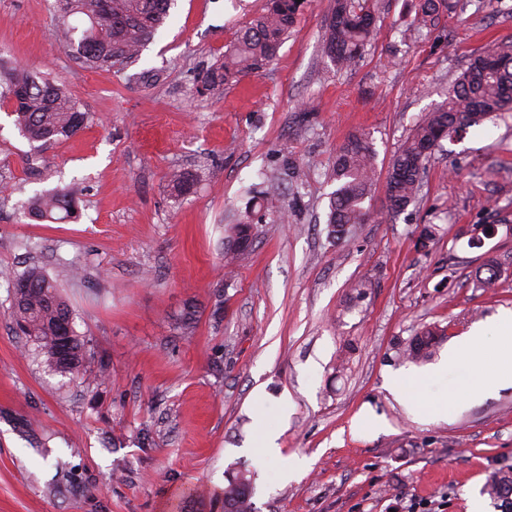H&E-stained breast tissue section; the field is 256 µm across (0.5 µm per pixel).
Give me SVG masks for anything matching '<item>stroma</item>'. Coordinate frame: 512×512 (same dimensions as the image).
Listing matches in <instances>:
<instances>
[{
    "label": "stroma",
    "mask_w": 512,
    "mask_h": 512,
    "mask_svg": "<svg viewBox=\"0 0 512 512\" xmlns=\"http://www.w3.org/2000/svg\"><path fill=\"white\" fill-rule=\"evenodd\" d=\"M265 6L175 0L136 62L91 70L56 0H0L11 66L64 82L88 116L36 151L0 104V512H224L242 468L258 512H472L477 500L505 512L482 489L512 469V387L432 420L390 386L427 369L401 355L425 326L444 332L435 358L476 327L483 355L500 353L512 112L442 140L405 211L387 212L384 185L470 56L512 37V0H460L422 31L407 0H377V33L347 70L323 49L330 0H305L263 72L198 94L196 73ZM355 133L376 151L373 219L337 242L330 173ZM173 170L190 175L189 193L171 188ZM55 188L75 189L72 217L26 219L28 200ZM243 222L255 240L228 277L224 227ZM490 258L503 275L486 291L476 275ZM34 267L73 310L80 371L54 370L14 329L9 281ZM259 420L299 475L260 462Z\"/></svg>",
    "instance_id": "35a3bbf8"
}]
</instances>
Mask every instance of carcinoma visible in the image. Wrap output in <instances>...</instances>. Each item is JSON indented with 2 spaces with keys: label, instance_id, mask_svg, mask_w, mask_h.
<instances>
[{
  "label": "carcinoma",
  "instance_id": "cac0c4a2",
  "mask_svg": "<svg viewBox=\"0 0 512 512\" xmlns=\"http://www.w3.org/2000/svg\"><path fill=\"white\" fill-rule=\"evenodd\" d=\"M60 11L77 15L88 27H70L78 39L70 47L90 69L126 66L134 62L166 21L172 0H57ZM299 0H268L264 13L241 27L224 59L206 70L199 79L200 94L215 95L241 78L257 74L277 55L300 15ZM456 0H412L413 25L430 28L443 14L455 12ZM376 25L373 0H333L326 21L323 44L327 56L340 68L354 65L370 42ZM8 84V94L24 91L12 104L13 115L22 136L31 144L50 145L66 140L83 128L86 113L62 82L49 81L37 74L14 68L0 69ZM512 110V39L493 42L469 59L462 73L448 88L447 99L428 112L393 156L386 181L387 211L397 213L417 198L426 161L443 138L479 123L477 117ZM375 151L361 135H354L336 152L332 178L336 190L330 196L328 226L336 234L348 224H361L369 217L363 207L371 197ZM74 196L68 190L48 191L35 198L27 210L30 219H66L73 211ZM224 267L235 268L245 251L241 242L254 238L253 225L227 224L224 228ZM485 276L479 287L494 288L500 280L497 262L482 267ZM13 316L16 329L60 372L80 368L86 355L81 338L70 334L59 344L60 320L71 315L68 303L55 284L33 268L13 283ZM441 340L432 327L414 336L408 356L421 361L430 358ZM504 474L492 473L484 493L494 500L512 495V487L502 490ZM224 512H256L252 502L251 479L238 472L224 486Z\"/></svg>",
  "mask_w": 512,
  "mask_h": 512
}]
</instances>
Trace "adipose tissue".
Returning a JSON list of instances; mask_svg holds the SVG:
<instances>
[{"instance_id": "1", "label": "adipose tissue", "mask_w": 512, "mask_h": 512, "mask_svg": "<svg viewBox=\"0 0 512 512\" xmlns=\"http://www.w3.org/2000/svg\"><path fill=\"white\" fill-rule=\"evenodd\" d=\"M481 340V334L476 332L461 337L449 349L447 357L429 371L394 382L393 395L413 415L440 419L447 415L449 403L471 402L486 397L490 392L487 385L489 377H497L501 384L512 385V340L504 344L503 358L492 365L480 353ZM463 365L467 366L470 377L465 390L448 391L445 397L439 399L424 395L425 385L447 383L449 372Z\"/></svg>"}]
</instances>
